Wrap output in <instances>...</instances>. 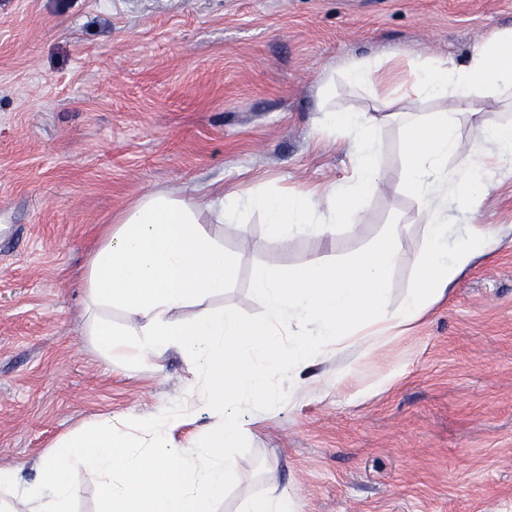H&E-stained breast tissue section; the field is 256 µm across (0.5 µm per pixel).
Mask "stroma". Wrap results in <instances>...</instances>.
<instances>
[{
  "mask_svg": "<svg viewBox=\"0 0 512 512\" xmlns=\"http://www.w3.org/2000/svg\"><path fill=\"white\" fill-rule=\"evenodd\" d=\"M510 27L512 0H0V469L33 480L62 435L157 412L194 382L179 350L133 369L96 345L79 278L101 225L157 191L340 181L350 160L319 129L323 76L337 111L370 112L350 62L405 72ZM377 139L358 227L282 243L262 212L225 224L237 264L206 308L260 319L255 266L345 263L398 223L406 261L386 305L399 309L423 220L402 127ZM492 178L478 218L452 206L448 222L497 227L494 252L410 331L317 358L311 388L279 406L245 404L251 435L217 512L273 486L299 512H512V159Z\"/></svg>",
  "mask_w": 512,
  "mask_h": 512,
  "instance_id": "stroma-1",
  "label": "stroma"
}]
</instances>
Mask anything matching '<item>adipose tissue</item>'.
<instances>
[{
    "label": "adipose tissue",
    "mask_w": 512,
    "mask_h": 512,
    "mask_svg": "<svg viewBox=\"0 0 512 512\" xmlns=\"http://www.w3.org/2000/svg\"><path fill=\"white\" fill-rule=\"evenodd\" d=\"M346 78L356 87L394 85L400 93L379 96L372 113L325 111V125L345 133L355 151L350 178L301 192L212 188L205 212L193 198L151 193L102 226L81 277L87 304L96 311L89 322L97 345L141 366L158 365L169 350H181L197 382L182 403L150 417L99 418L67 433L52 445L34 481L1 470L0 505L16 499L28 512H73L78 490L70 475L82 470L98 480L102 512H213L235 477L231 451L250 434L244 401L278 405L284 392L271 383L276 373L287 371L300 391L302 372L327 351L346 345L370 351L387 335L408 331L497 245L496 231L487 226L452 236L444 209L452 201L478 213L492 188L482 153L459 150L462 124L481 130L499 156L512 158V123L481 107L489 98L512 102V28L493 33L462 60L419 62L407 80L363 60L348 64ZM441 97L451 98L453 108L419 114L423 101ZM388 120L405 126L403 175L424 208L416 284L398 310L385 303L388 276L403 259V227L394 224L379 245L344 264L319 255L287 271L257 266L261 320L250 322L231 310L178 318L179 310L207 304L230 282L235 260L220 243L225 216L262 210L273 238L281 240L326 237L353 223L379 178L375 131ZM112 307L130 318L126 330L100 318ZM203 414L209 425L190 442L176 439L177 430Z\"/></svg>",
    "instance_id": "ef3b65f1"
}]
</instances>
